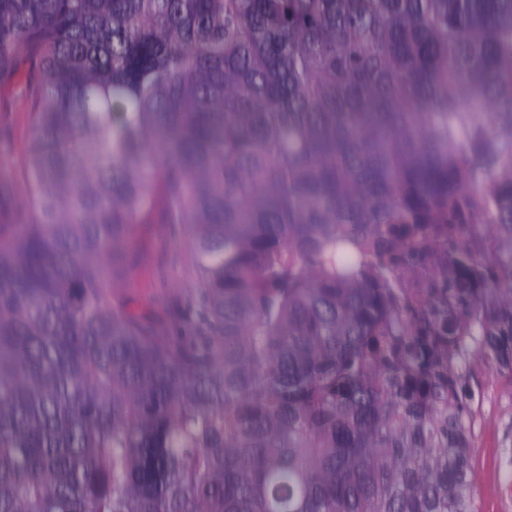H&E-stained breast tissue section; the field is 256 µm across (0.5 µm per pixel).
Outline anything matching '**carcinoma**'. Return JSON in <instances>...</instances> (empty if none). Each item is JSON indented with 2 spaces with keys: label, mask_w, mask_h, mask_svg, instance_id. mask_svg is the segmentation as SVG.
<instances>
[{
  "label": "carcinoma",
  "mask_w": 512,
  "mask_h": 512,
  "mask_svg": "<svg viewBox=\"0 0 512 512\" xmlns=\"http://www.w3.org/2000/svg\"><path fill=\"white\" fill-rule=\"evenodd\" d=\"M19 87L0 512H477L472 344L512 370V0H0ZM155 213L193 232L184 332L105 299ZM427 224L460 278L416 312L386 271Z\"/></svg>",
  "instance_id": "carcinoma-1"
}]
</instances>
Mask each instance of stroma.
Here are the masks:
<instances>
[{"label":"stroma","instance_id":"stroma-1","mask_svg":"<svg viewBox=\"0 0 512 512\" xmlns=\"http://www.w3.org/2000/svg\"><path fill=\"white\" fill-rule=\"evenodd\" d=\"M31 135L24 97L0 106V246L17 230L15 214L27 197L22 172ZM125 258L112 274L109 303L160 324L178 322L179 305L199 286L191 228L136 220L124 244ZM476 416L469 437L472 491L479 512H512V380L469 358Z\"/></svg>","mask_w":512,"mask_h":512}]
</instances>
